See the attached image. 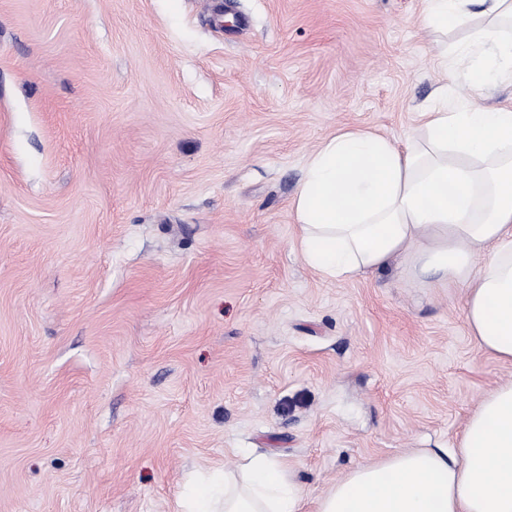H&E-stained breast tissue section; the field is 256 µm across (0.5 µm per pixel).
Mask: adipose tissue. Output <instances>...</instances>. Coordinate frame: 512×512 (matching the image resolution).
Returning a JSON list of instances; mask_svg holds the SVG:
<instances>
[{"label":"adipose tissue","mask_w":512,"mask_h":512,"mask_svg":"<svg viewBox=\"0 0 512 512\" xmlns=\"http://www.w3.org/2000/svg\"><path fill=\"white\" fill-rule=\"evenodd\" d=\"M424 21L466 30L447 47L473 59L477 93L512 82V0H425ZM303 261L348 281L409 258L437 288L464 291L469 333L512 363V108L440 96L403 142L344 128L308 155L292 199ZM285 463L249 457L239 472L185 489L181 512H304ZM316 512H512V382L470 413L453 449H415L353 469Z\"/></svg>","instance_id":"ef3b65f1"}]
</instances>
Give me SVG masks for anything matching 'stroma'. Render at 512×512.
Masks as SVG:
<instances>
[{
    "label": "stroma",
    "instance_id": "obj_1",
    "mask_svg": "<svg viewBox=\"0 0 512 512\" xmlns=\"http://www.w3.org/2000/svg\"><path fill=\"white\" fill-rule=\"evenodd\" d=\"M424 0H0V512H178L286 462L454 447L512 380L461 290L301 259L291 200L345 127L466 99Z\"/></svg>",
    "mask_w": 512,
    "mask_h": 512
}]
</instances>
